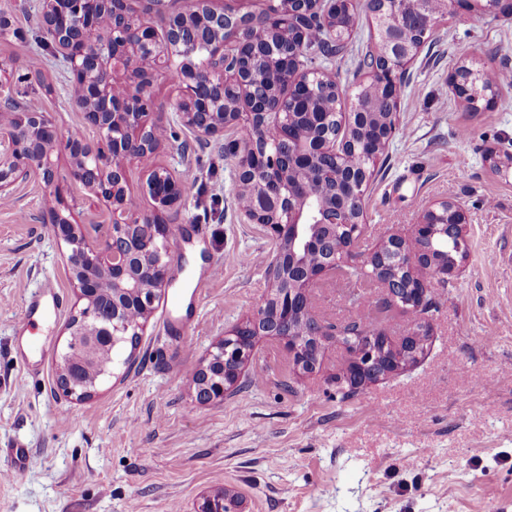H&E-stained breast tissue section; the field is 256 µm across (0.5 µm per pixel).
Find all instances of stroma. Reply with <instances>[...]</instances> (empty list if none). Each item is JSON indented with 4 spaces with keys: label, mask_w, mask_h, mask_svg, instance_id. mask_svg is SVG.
Masks as SVG:
<instances>
[{
    "label": "stroma",
    "mask_w": 512,
    "mask_h": 512,
    "mask_svg": "<svg viewBox=\"0 0 512 512\" xmlns=\"http://www.w3.org/2000/svg\"><path fill=\"white\" fill-rule=\"evenodd\" d=\"M25 39L0 35L4 89L47 112L65 132L86 128L70 75L45 41L41 0H10ZM367 17L352 51L331 58L341 89L357 84L353 51L375 42ZM473 58L512 71V18L449 15L405 75L398 128L365 196L371 249L389 228L417 223L439 198L469 216V250L437 299L425 355L398 374L345 395V351L328 344L315 372L298 371L275 340H260L223 399L199 403L194 379L226 331L251 316L267 290L277 245L237 206L233 131L199 146L170 122L157 164L189 171L185 200L164 214L174 282L155 302L132 366L114 367L91 398L57 382L65 325L80 304L59 245L43 218L58 198L76 201L81 224L106 223V208L58 159L59 187L39 178L0 201V448H27L30 463L4 474L0 512H194L229 490L244 512H512V171L493 173L489 149L512 152V85L471 111L448 87L449 71ZM47 84H40L36 72ZM217 264V277L201 273ZM63 310L43 330L44 371H26L17 334L30 290L45 279ZM190 284L189 350L164 331L172 295ZM338 285L313 291L324 321H373L396 333L413 320L345 306Z\"/></svg>",
    "instance_id": "35a3bbf8"
}]
</instances>
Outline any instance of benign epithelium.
<instances>
[{
  "label": "benign epithelium",
  "instance_id": "benign-epithelium-1",
  "mask_svg": "<svg viewBox=\"0 0 512 512\" xmlns=\"http://www.w3.org/2000/svg\"><path fill=\"white\" fill-rule=\"evenodd\" d=\"M254 0H193L192 11L168 8V0H153L165 12L163 29L134 12L130 0H44L43 28L53 39L73 84L85 123L96 131L98 141L74 140L63 134L48 113L28 106L0 114V198L9 189L38 175L48 187L58 182V151L74 160L72 176L106 203L111 223L93 224L92 236L72 213L51 209L44 217L53 237L67 246L65 259L72 273L73 288L82 307L67 324L68 339L60 355L59 375L70 380L79 367L96 366L110 357L118 337L140 333L169 278V227L161 215L184 201L183 175L167 167L148 168L147 192L154 213L141 214L130 207L134 196L128 190L131 161L152 158L165 140L167 122L149 116L156 109L152 79L141 77L142 61L135 51L149 52L150 73L177 74L179 95L173 106L180 123L207 139L228 128L246 125L253 131L247 143L233 141L239 192L246 194L243 215L251 224H262L277 244V253L266 269L269 290L257 312L225 332L202 369L196 398L202 403L224 397L236 378L224 373V350L239 332L261 324L260 336L276 339L298 370L311 369L302 337L336 335V324L313 319L315 330H278L274 322L304 321L312 311V290L325 279L340 280L349 269L362 271L381 259L380 269H400L404 281L373 274L379 288L376 310L393 307L397 294L407 293L406 305L422 309L430 304L428 284L447 282L460 272V265L424 259L410 248L412 242L437 234L458 240L468 251L467 215L452 199L428 203L409 236L387 233L376 249L358 254V231L365 228L363 199L373 168L356 170L346 164L350 138L336 137V109L313 114L299 113L304 97H315L325 68H299L282 72L279 94L256 92L262 73L274 62L298 59L307 33L320 26L325 50L336 51L337 22L343 6L354 0H266L261 11ZM365 13L377 24V47L387 61L384 67L363 69V82L373 85L390 104V111L376 115V147L367 162H378L395 131L399 116L401 79L421 47L404 37V22L389 18L380 8L386 0H364ZM442 13L455 8L481 16L512 17V0H439ZM263 23L291 33L289 43L256 40L251 29ZM248 52L253 66L239 63ZM485 68L475 60L455 67L448 86L469 106L495 104L497 89L476 93V77ZM237 94V111H224V93ZM490 168L506 173L512 154L495 150L486 155ZM316 170L318 189H311L306 174ZM334 224H353L341 242L325 231ZM324 251L317 266L307 262L312 251ZM429 320L415 321L402 334L379 331L394 348L414 336H427ZM228 498L205 496L197 512H223Z\"/></svg>",
  "mask_w": 512,
  "mask_h": 512
}]
</instances>
